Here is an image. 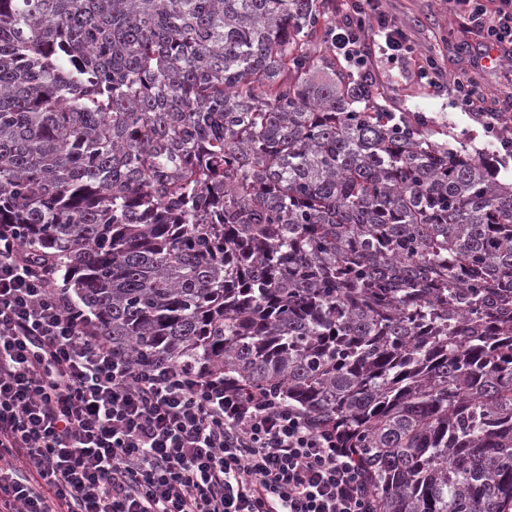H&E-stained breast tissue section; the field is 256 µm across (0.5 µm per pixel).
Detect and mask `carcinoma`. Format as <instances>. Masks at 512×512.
<instances>
[{
    "label": "carcinoma",
    "mask_w": 512,
    "mask_h": 512,
    "mask_svg": "<svg viewBox=\"0 0 512 512\" xmlns=\"http://www.w3.org/2000/svg\"><path fill=\"white\" fill-rule=\"evenodd\" d=\"M333 0H0V224L73 311L274 388L380 512H512V181L387 112Z\"/></svg>",
    "instance_id": "obj_1"
}]
</instances>
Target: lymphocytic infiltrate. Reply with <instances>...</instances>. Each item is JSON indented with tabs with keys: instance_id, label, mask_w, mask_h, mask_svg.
Listing matches in <instances>:
<instances>
[{
	"instance_id": "1",
	"label": "lymphocytic infiltrate",
	"mask_w": 512,
	"mask_h": 512,
	"mask_svg": "<svg viewBox=\"0 0 512 512\" xmlns=\"http://www.w3.org/2000/svg\"><path fill=\"white\" fill-rule=\"evenodd\" d=\"M451 0L500 65L512 0ZM336 60L420 58L430 88L500 135L512 98L446 77L380 0H336ZM0 512H379L356 449L272 389L194 364L133 360L75 314L53 274L0 224Z\"/></svg>"
}]
</instances>
